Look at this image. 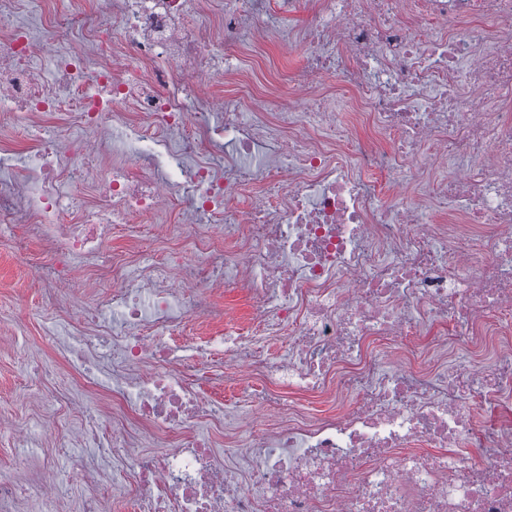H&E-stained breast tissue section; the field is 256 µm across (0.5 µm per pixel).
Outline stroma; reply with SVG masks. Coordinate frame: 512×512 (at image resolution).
<instances>
[{"label": "stroma", "instance_id": "obj_1", "mask_svg": "<svg viewBox=\"0 0 512 512\" xmlns=\"http://www.w3.org/2000/svg\"><path fill=\"white\" fill-rule=\"evenodd\" d=\"M242 80L276 91V75L297 67L298 56L274 43L242 45ZM50 256L39 240L22 229L0 230V475L21 487L45 477L46 460L69 471L68 484L56 491L55 512H137L135 492L111 456L80 441V425L95 424L112 435L115 425L105 408L112 393V363L101 360L73 336L50 333L57 315L82 328L87 312L104 303L106 289L94 287L92 272L76 262L78 294L64 306L46 303L41 274ZM199 382L219 401L238 405L252 382L245 368L215 359L201 365Z\"/></svg>", "mask_w": 512, "mask_h": 512}]
</instances>
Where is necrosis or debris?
Listing matches in <instances>:
<instances>
[{
  "label": "necrosis or debris",
  "mask_w": 512,
  "mask_h": 512,
  "mask_svg": "<svg viewBox=\"0 0 512 512\" xmlns=\"http://www.w3.org/2000/svg\"><path fill=\"white\" fill-rule=\"evenodd\" d=\"M270 36L304 59L281 93L219 94L241 43ZM0 116V224L52 246L57 298L113 230L193 242L116 263L109 315L92 318L112 340V458L139 512H512V345L481 372L422 374L411 340L437 320L453 327L439 349L512 333V0H0ZM231 288L256 329L165 343L184 315L213 322ZM388 344L403 369L376 355ZM209 355L264 384L247 407L266 426L236 469L206 437L151 453L136 434L223 424L189 377ZM283 385L341 406L307 414ZM476 406L495 424L476 427ZM464 448L485 464L462 465Z\"/></svg>",
  "instance_id": "obj_1"
}]
</instances>
